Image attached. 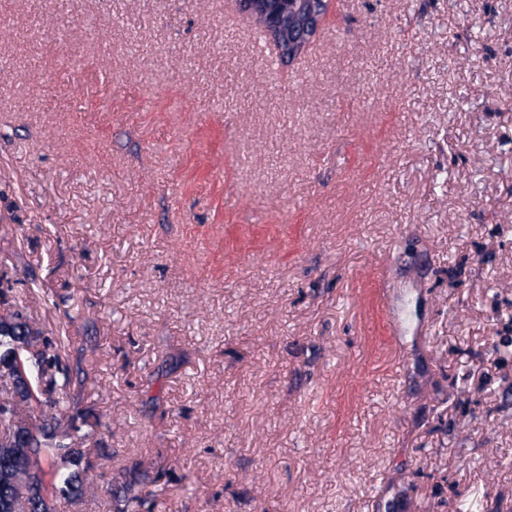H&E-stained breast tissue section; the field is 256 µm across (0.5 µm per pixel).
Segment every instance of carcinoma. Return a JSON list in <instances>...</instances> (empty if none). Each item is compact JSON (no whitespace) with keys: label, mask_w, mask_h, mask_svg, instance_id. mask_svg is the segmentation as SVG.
<instances>
[{"label":"carcinoma","mask_w":512,"mask_h":512,"mask_svg":"<svg viewBox=\"0 0 512 512\" xmlns=\"http://www.w3.org/2000/svg\"><path fill=\"white\" fill-rule=\"evenodd\" d=\"M38 335L18 304L0 314V403L10 398L19 402L14 417L0 415V426L11 430L0 438L3 512L15 500L20 486L27 488L30 497L17 512H55V495H65L76 505L90 489L79 471L82 465L90 467L86 452L79 448L84 437L78 435L76 420L81 414L69 413V406L57 396V377H62L65 386L71 382L70 366L63 354L65 342L60 337L47 338L44 350L33 354L29 347ZM15 357L25 365L47 360L51 371L41 381L27 384L15 376ZM146 504V497L129 482L116 497L115 512H139Z\"/></svg>","instance_id":"1"}]
</instances>
